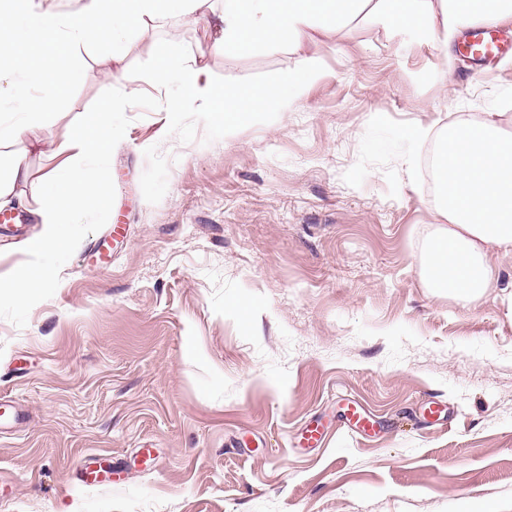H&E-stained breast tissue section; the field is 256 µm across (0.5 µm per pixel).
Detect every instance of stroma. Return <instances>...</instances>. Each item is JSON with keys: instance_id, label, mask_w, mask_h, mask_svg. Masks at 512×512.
I'll return each mask as SVG.
<instances>
[{"instance_id": "35a3bbf8", "label": "stroma", "mask_w": 512, "mask_h": 512, "mask_svg": "<svg viewBox=\"0 0 512 512\" xmlns=\"http://www.w3.org/2000/svg\"><path fill=\"white\" fill-rule=\"evenodd\" d=\"M206 56L216 86L292 69L280 46L211 52L189 16L61 59L17 186L26 223L0 232V276L41 232L34 185L106 89L160 39ZM321 77L230 132L190 108L129 110L107 225L62 267L25 327L0 319V512H512V309L463 305L427 284L438 213L432 158L448 125L512 133V58L475 74L459 42L422 44L366 15L318 36ZM120 53L124 70L112 71ZM428 127L412 142L408 127ZM121 225L113 237V225ZM355 400L374 436L336 427ZM448 421L416 418L425 400ZM330 423L322 446L295 438Z\"/></svg>"}]
</instances>
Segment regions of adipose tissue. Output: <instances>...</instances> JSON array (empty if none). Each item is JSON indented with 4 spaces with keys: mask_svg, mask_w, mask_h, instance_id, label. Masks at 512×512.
Masks as SVG:
<instances>
[{
    "mask_svg": "<svg viewBox=\"0 0 512 512\" xmlns=\"http://www.w3.org/2000/svg\"><path fill=\"white\" fill-rule=\"evenodd\" d=\"M72 2V9L63 11L56 0H0V30L10 33L7 52L17 59L15 65H0V103L19 83L61 96L64 88L51 60L77 56L98 40L124 38L143 23L194 14L202 17L215 51L286 45L298 56L294 68L271 83L220 89L204 59L186 62L170 48L159 51L158 75L178 79L184 87L183 96L167 101L169 116L196 103L221 115L230 128L244 114L299 97L321 73V59L307 51L314 33L339 30L366 9L440 48L473 22L512 18V0H221L218 10L207 9V0ZM434 179L437 209L448 226L426 245L429 282L468 304L486 300L500 286L490 253L512 255V136L491 120L449 124L435 156Z\"/></svg>",
    "mask_w": 512,
    "mask_h": 512,
    "instance_id": "obj_1",
    "label": "adipose tissue"
}]
</instances>
